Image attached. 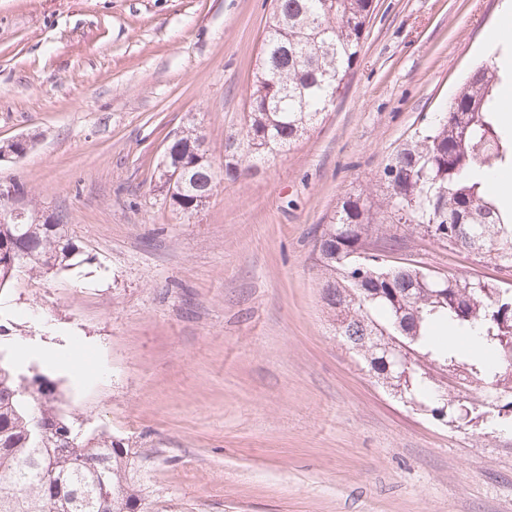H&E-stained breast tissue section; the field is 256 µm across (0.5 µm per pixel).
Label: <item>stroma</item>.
Returning a JSON list of instances; mask_svg holds the SVG:
<instances>
[{"mask_svg": "<svg viewBox=\"0 0 512 512\" xmlns=\"http://www.w3.org/2000/svg\"><path fill=\"white\" fill-rule=\"evenodd\" d=\"M504 0H376L350 87L309 139L182 215L159 183L195 128H239L270 0H0V186L66 224L83 263L0 291V349L82 434L129 449L159 512H512V412L445 424L404 405L332 326L318 238L476 62ZM390 266L512 284L406 227Z\"/></svg>", "mask_w": 512, "mask_h": 512, "instance_id": "obj_1", "label": "stroma"}]
</instances>
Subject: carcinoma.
Listing matches in <instances>:
<instances>
[{
	"instance_id": "obj_1",
	"label": "carcinoma",
	"mask_w": 512,
	"mask_h": 512,
	"mask_svg": "<svg viewBox=\"0 0 512 512\" xmlns=\"http://www.w3.org/2000/svg\"><path fill=\"white\" fill-rule=\"evenodd\" d=\"M374 0H274L253 74L243 126L225 142L224 164L196 151L201 133L171 143L169 168L195 163L182 182L165 188L175 210L205 206L210 177L247 175L275 160L322 123L331 102L346 94L359 63ZM497 61L469 72L433 121L397 148L379 177L381 194L347 196L319 238L323 299L336 335L389 385L384 353L357 348L355 336L397 343L410 354L398 400L435 413L448 389L447 419L489 418L470 392L512 389V288L480 277L431 271L413 261L397 267L367 248L380 224H404L445 246L512 267V206L489 177L512 168V132L497 123ZM29 252L26 268L81 263L65 225L34 209L24 224L0 223V288L16 277L11 258ZM443 322L459 337L478 332L486 353L440 347L431 326ZM14 370L0 353V512H158L132 474L129 449L105 433L74 429L54 389Z\"/></svg>"
}]
</instances>
